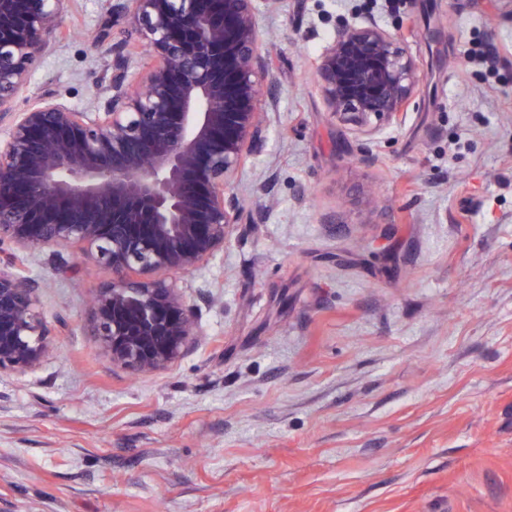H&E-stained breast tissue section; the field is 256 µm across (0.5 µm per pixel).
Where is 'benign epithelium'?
<instances>
[{
	"label": "benign epithelium",
	"instance_id": "benign-epithelium-1",
	"mask_svg": "<svg viewBox=\"0 0 512 512\" xmlns=\"http://www.w3.org/2000/svg\"><path fill=\"white\" fill-rule=\"evenodd\" d=\"M115 0L112 24L152 64L137 83L124 42L92 111L16 95L56 43L70 0H0V373L40 365L51 345L37 287L16 255L74 246L112 268L92 333L112 364L167 369L199 342L195 308L168 280L224 251L242 223L235 183L263 150L275 108L258 2ZM326 110L358 132L394 124L425 77L373 20L341 27L314 68Z\"/></svg>",
	"mask_w": 512,
	"mask_h": 512
}]
</instances>
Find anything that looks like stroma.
Returning a JSON list of instances; mask_svg holds the SVG:
<instances>
[{"instance_id":"1","label":"stroma","mask_w":512,"mask_h":512,"mask_svg":"<svg viewBox=\"0 0 512 512\" xmlns=\"http://www.w3.org/2000/svg\"><path fill=\"white\" fill-rule=\"evenodd\" d=\"M112 3L71 0L19 105L93 109ZM369 18L425 80L362 135L313 69ZM260 25L277 110L244 222L172 277L200 342L113 366L88 331L111 269L29 254L52 349L0 374V512H512V0H278ZM485 42L494 79L465 59Z\"/></svg>"}]
</instances>
